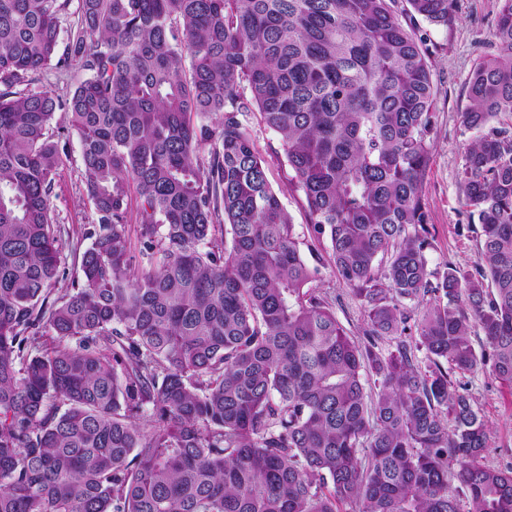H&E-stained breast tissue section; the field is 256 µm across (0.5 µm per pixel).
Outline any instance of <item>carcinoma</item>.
Masks as SVG:
<instances>
[{
    "label": "carcinoma",
    "instance_id": "cac0c4a2",
    "mask_svg": "<svg viewBox=\"0 0 512 512\" xmlns=\"http://www.w3.org/2000/svg\"><path fill=\"white\" fill-rule=\"evenodd\" d=\"M71 2L0 0V512H512L453 381L512 390V0L461 113L473 273L428 266L438 88L406 23L446 26L452 0ZM73 62L66 98L28 89ZM255 109L360 341L313 286ZM58 110L99 230L51 301ZM256 148L266 162L267 176L273 188L296 224L298 233L310 244L308 231V212L303 193L294 187V173L288 166L283 153L280 137L273 131L267 130L261 123L258 112H252L248 117ZM320 270L321 280L318 284L332 299L336 317L351 336L361 340L366 319L361 302L353 296L349 288L339 283L327 263L324 267L320 265Z\"/></svg>",
    "mask_w": 512,
    "mask_h": 512
}]
</instances>
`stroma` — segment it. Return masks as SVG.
Returning a JSON list of instances; mask_svg holds the SVG:
<instances>
[{
	"mask_svg": "<svg viewBox=\"0 0 512 512\" xmlns=\"http://www.w3.org/2000/svg\"><path fill=\"white\" fill-rule=\"evenodd\" d=\"M498 0H455L448 25L435 27L417 21V34L425 39L429 63L439 88L434 107L432 160L424 182L429 214L428 237L432 243L427 258L430 269L443 271L446 263L470 270L478 261L480 226L469 217L461 202L457 173L472 139L461 114L465 110L466 82L482 58L495 51L494 22ZM248 126L255 145L266 162L267 176L290 214L298 233L308 236V212L304 196L294 186V173L283 153L279 136L267 130L259 113H251ZM66 157L51 197L54 222L63 243L61 276L55 286L63 293L80 279V257L92 244L88 234L97 217L89 204L82 176L77 137L66 139ZM320 288L327 292L336 316L354 338H361L365 311L349 288L340 284L330 267H322ZM466 385L474 403L492 430L493 447L488 464H512V393L488 374L455 375Z\"/></svg>",
	"mask_w": 512,
	"mask_h": 512,
	"instance_id": "obj_1",
	"label": "stroma"
}]
</instances>
